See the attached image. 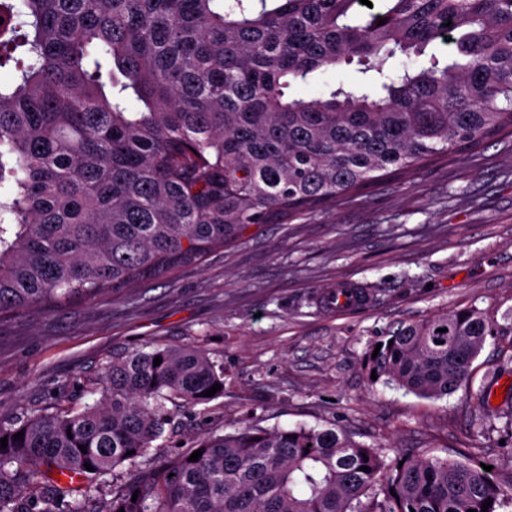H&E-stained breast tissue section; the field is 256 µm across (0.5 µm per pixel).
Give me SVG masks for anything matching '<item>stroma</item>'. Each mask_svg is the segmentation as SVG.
<instances>
[{
	"label": "stroma",
	"instance_id": "obj_1",
	"mask_svg": "<svg viewBox=\"0 0 512 512\" xmlns=\"http://www.w3.org/2000/svg\"><path fill=\"white\" fill-rule=\"evenodd\" d=\"M363 75L358 63L323 69L293 98L322 99ZM353 283L368 305L339 313L322 294ZM476 308L498 327L466 387L442 399L369 383L368 350L400 324ZM165 346L205 351L224 374L210 403L167 402L159 464L205 433L339 426L355 441L397 453L492 465L512 480L498 433L470 427L482 387L512 354V133L461 159L444 157L406 178L381 180L246 238L203 263L103 292L64 310L0 318V421L99 401L112 358Z\"/></svg>",
	"mask_w": 512,
	"mask_h": 512
}]
</instances>
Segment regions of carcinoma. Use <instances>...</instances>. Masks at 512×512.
Returning a JSON list of instances; mask_svg holds the SVG:
<instances>
[{
	"label": "carcinoma",
	"instance_id": "obj_1",
	"mask_svg": "<svg viewBox=\"0 0 512 512\" xmlns=\"http://www.w3.org/2000/svg\"><path fill=\"white\" fill-rule=\"evenodd\" d=\"M362 7L0 0V315L65 308L201 263L252 226L512 131V0ZM447 36L463 62L432 54L391 73L396 55L423 56ZM354 58L374 73L369 85L341 84L326 99L286 95ZM495 326L472 308L402 324L378 355L369 349L367 374L442 399L470 381ZM216 383L224 375L205 352L157 347L113 358L92 407L1 422L0 512H481L488 500L487 512H499L512 503V482L478 464L388 461L338 427L245 424L140 466L170 424L164 401L209 402L202 392ZM124 463L134 478L98 506L94 492Z\"/></svg>",
	"mask_w": 512,
	"mask_h": 512
}]
</instances>
